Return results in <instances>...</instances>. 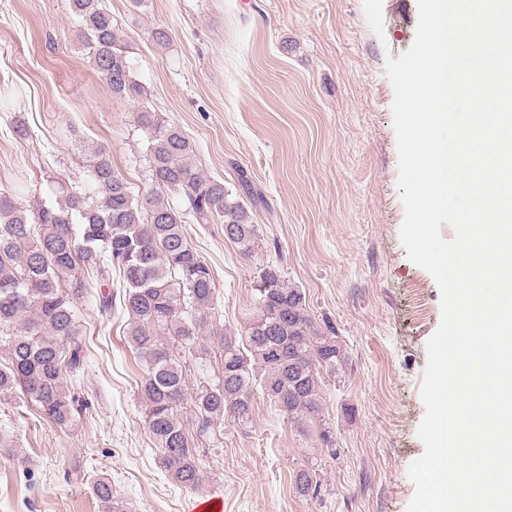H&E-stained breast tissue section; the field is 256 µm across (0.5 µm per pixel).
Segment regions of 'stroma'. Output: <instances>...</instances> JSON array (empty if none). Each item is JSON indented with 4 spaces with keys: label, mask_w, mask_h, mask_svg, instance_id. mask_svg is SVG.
I'll use <instances>...</instances> for the list:
<instances>
[{
    "label": "stroma",
    "mask_w": 512,
    "mask_h": 512,
    "mask_svg": "<svg viewBox=\"0 0 512 512\" xmlns=\"http://www.w3.org/2000/svg\"><path fill=\"white\" fill-rule=\"evenodd\" d=\"M70 2L0 0V191L25 208L55 202L52 177L88 191L87 160L103 148L134 194L150 193L136 115L156 113L191 141L195 168L233 197L244 179L263 196L248 207L257 237L247 255L223 225L186 220L215 279L209 321L244 334L274 266L333 326L344 358L322 376L315 420L294 424L260 393L247 422L214 420L195 441L203 481L185 488L145 425L130 318L97 308L120 278L93 283L75 301L85 360L72 382L89 406L61 428L23 398L0 401V512H102L98 476L123 512H197L214 497L224 512H406L441 294L399 239L384 63L411 46L417 0H104L144 88L135 101L113 97L95 72ZM301 469L316 471L317 499L296 493Z\"/></svg>",
    "instance_id": "35a3bbf8"
}]
</instances>
